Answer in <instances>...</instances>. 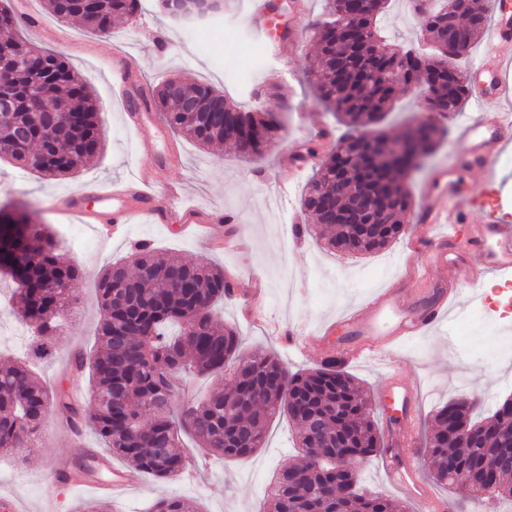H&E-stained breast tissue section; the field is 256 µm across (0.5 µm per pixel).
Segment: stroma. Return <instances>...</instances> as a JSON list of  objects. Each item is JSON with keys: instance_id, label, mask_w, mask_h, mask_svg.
<instances>
[{"instance_id": "1", "label": "stroma", "mask_w": 512, "mask_h": 512, "mask_svg": "<svg viewBox=\"0 0 512 512\" xmlns=\"http://www.w3.org/2000/svg\"><path fill=\"white\" fill-rule=\"evenodd\" d=\"M145 2L129 22L91 31L79 21L56 19L43 0H11L17 17L11 35L66 58L89 82L100 106L105 142L98 156L73 177L45 179L0 162V202H15L29 223L54 231L61 259L82 273L78 300L45 358L36 356L30 333L13 313V283L0 279V357L28 361L48 388H79V405L86 412L94 405L93 392L87 371L77 370L73 359L96 348L100 271L108 262L128 256L135 243L148 244L180 260L210 263L228 276L259 274L265 288L261 318L245 319L238 299L230 295L217 306L216 315L237 328L243 352L261 349L276 354L295 370L320 365L328 351L351 341L348 330L336 326V318L372 291L388 287L408 256L404 237L367 256L337 252L309 233L289 243L283 252L271 245L276 229L267 211L269 192L281 191L286 213L298 215L302 190L313 174L308 166L291 183H284L288 154L305 152L310 146L326 154L335 144L338 125L333 114L318 104L310 78L316 53L310 21L321 11V0H300L298 12L286 9L283 20L292 39L274 54L265 45L268 32L245 23L251 0H238L234 10L201 27L173 24L157 0ZM382 25L392 42L416 46L423 41L421 18L410 10L407 0H391ZM120 58L134 64L137 84L148 91L177 77L188 85H211L236 105L252 107L255 89L282 86L292 102L290 110L280 116L284 154L269 151L247 160L228 142L201 149L165 124L152 134L153 153L140 152L136 132L126 117L128 108L112 88V66ZM423 99L419 90L400 91L380 132L390 138L403 135L422 117ZM499 165L503 180L490 192L477 186L467 172H458L457 177L474 197L512 214V149L501 155ZM143 167L152 169L158 196H165L169 184H182L185 196L180 206L197 209L204 223L221 224V231L181 234L138 214L131 217L126 238H104L56 208L61 198L76 190L84 192L86 206H95L94 191L99 185L134 178ZM227 216L232 219L228 225L223 222ZM447 322L463 328L462 338L443 330L388 348L380 361L345 364L376 398L391 397L388 376L394 371L421 389L423 404L416 425L420 443L431 431L434 410L459 393L484 395L490 409L512 393V360L495 356L493 334L497 328L512 332V297L503 303L489 294L480 305L470 292L459 291ZM331 323L336 326L334 333L324 335L325 326ZM276 326L296 329L294 343L276 340L271 334ZM293 435V425L283 418L270 426L266 448L249 459L226 462L198 455L179 478L162 481L140 475L138 483L113 502L114 512H151L155 501L165 497L193 500L200 512H263L269 478L296 456ZM102 452L89 427L74 423L67 408L54 407L35 447L0 458V496L16 499L22 512H78L95 496L76 487L69 476L83 466L88 455ZM355 466L366 488L396 501L404 512H418L406 490L388 484L378 457L356 461Z\"/></svg>"}]
</instances>
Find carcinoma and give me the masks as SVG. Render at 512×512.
<instances>
[{"label":"carcinoma","mask_w":512,"mask_h":512,"mask_svg":"<svg viewBox=\"0 0 512 512\" xmlns=\"http://www.w3.org/2000/svg\"><path fill=\"white\" fill-rule=\"evenodd\" d=\"M60 20L77 17L89 28L101 19L132 18L141 0H97L88 12L80 0H44ZM424 19L431 53L389 43L379 18L388 0H324L323 18L313 23L319 53L311 76L317 101L340 123L361 130L336 140L301 199L310 223L334 228L329 245L366 255L386 248L402 233L412 202L398 174L419 169L435 150L442 129L431 122L410 127L396 141L376 127L392 109L395 83L426 87L428 108L453 116L469 92L462 62L489 22L487 0L460 8L457 0H410ZM15 56L13 111L4 115L0 159L16 161L44 178L73 175L99 151L104 132L99 109L85 78L64 59L42 54L30 60V45L5 40ZM54 91L68 95L69 110L38 126L29 115L32 101ZM166 123L201 146L230 140L247 155H262L276 141L274 112L244 111L207 84L185 86L170 78L144 99ZM375 192L373 211L356 200ZM0 272L16 283L19 319L44 343L61 335L58 318L77 300L80 270L61 262L46 227L26 222L20 207L0 205ZM101 319L97 348L88 367L95 405L85 417L111 454L135 471L175 479L187 469L183 439L227 460L244 459L264 447L273 420L288 416L301 452L276 475L266 512H398L378 493H366L360 478L344 469L336 454L363 459L384 448L372 417L368 392L330 358L309 371H292L276 355L257 350L240 354L238 331L222 324L215 307L230 291L224 271L204 263L167 257L147 244L98 279ZM232 368L233 388L212 391L195 403L175 407L176 380L220 376ZM459 395L433 416L425 444L434 482L455 487L453 470L472 474L468 495L483 500L488 481L496 499H512V423L485 414ZM73 406L53 393L21 362H0V453L34 448L51 408ZM453 418L467 433L448 439L442 427ZM501 460L495 475L484 463ZM153 512H199L186 499L162 498Z\"/></svg>","instance_id":"obj_1"}]
</instances>
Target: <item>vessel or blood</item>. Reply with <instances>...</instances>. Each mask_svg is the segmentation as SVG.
Instances as JSON below:
<instances>
[{
  "mask_svg": "<svg viewBox=\"0 0 512 512\" xmlns=\"http://www.w3.org/2000/svg\"><path fill=\"white\" fill-rule=\"evenodd\" d=\"M486 53L494 57V65L482 61L472 65L466 79L470 97L478 105L498 102L497 110L481 111L475 117L458 122L456 149L448 166L428 178L421 190L422 203L412 215L413 244L419 245L418 263L408 274L414 292L395 300L391 291L374 293L340 318L358 336L357 345L341 344L336 357L356 360L365 355L380 354L384 342L422 336L438 330L448 317V308L460 285L477 280L484 273L512 272V219L490 209L476 224L469 216L474 203L455 178L458 170L475 168L482 187L494 185L498 177L496 161L499 153L512 145V11L503 0H497ZM153 175L143 170L128 184L116 183L100 189V208L87 210L77 194L65 198L63 209L80 222L95 225L104 236L120 238L132 215L145 214L154 222L168 223L170 215H178L181 229L199 223L200 215L192 208L172 212L166 201H160L152 190ZM466 239H459L460 230ZM445 272L438 288H431V269ZM431 297L429 306L414 303L415 293ZM397 395L402 401L401 424L390 434L391 444L382 453V465L391 487L408 489L425 512H443L417 467L421 453L414 440L415 421L420 405L417 386L399 384ZM108 480H89L85 486L93 492L112 498L121 497L138 477L135 473L112 469Z\"/></svg>",
  "mask_w": 512,
  "mask_h": 512,
  "instance_id": "vessel-or-blood-1",
  "label": "vessel or blood"
}]
</instances>
